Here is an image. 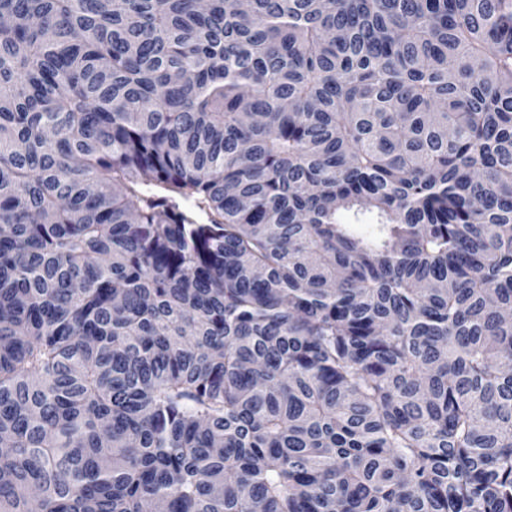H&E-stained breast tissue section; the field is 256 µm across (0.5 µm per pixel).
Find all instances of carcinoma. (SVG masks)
Masks as SVG:
<instances>
[{
    "mask_svg": "<svg viewBox=\"0 0 512 512\" xmlns=\"http://www.w3.org/2000/svg\"><path fill=\"white\" fill-rule=\"evenodd\" d=\"M508 312L512 0H0V512H512Z\"/></svg>",
    "mask_w": 512,
    "mask_h": 512,
    "instance_id": "carcinoma-1",
    "label": "carcinoma"
}]
</instances>
